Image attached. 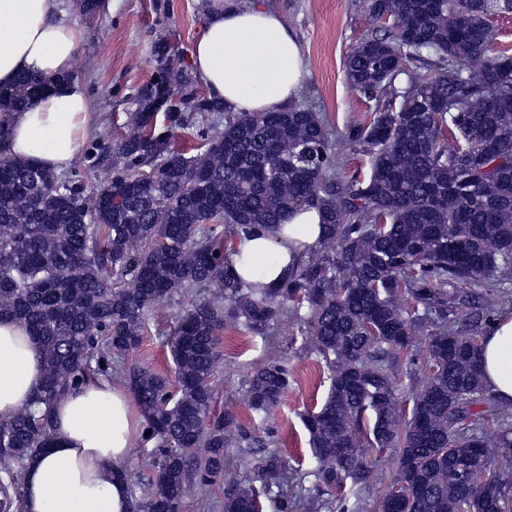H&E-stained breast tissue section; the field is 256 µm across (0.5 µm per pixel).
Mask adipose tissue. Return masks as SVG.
<instances>
[{"label":"adipose tissue","mask_w":512,"mask_h":512,"mask_svg":"<svg viewBox=\"0 0 512 512\" xmlns=\"http://www.w3.org/2000/svg\"><path fill=\"white\" fill-rule=\"evenodd\" d=\"M81 32L62 0H0V86L20 73L52 80L51 89L10 125L13 155L55 171L68 168L88 133L90 101L71 71ZM190 63L209 96L233 112H277L302 88V47L280 14L210 0ZM322 236L316 210L296 212L279 235L234 240L230 257L245 282L273 287ZM484 384L512 409V315L499 316L480 342ZM42 352L25 325L0 322V420L42 386ZM56 444L27 464L21 512H132L123 471L144 416L124 383L104 378L61 397L52 412Z\"/></svg>","instance_id":"obj_1"}]
</instances>
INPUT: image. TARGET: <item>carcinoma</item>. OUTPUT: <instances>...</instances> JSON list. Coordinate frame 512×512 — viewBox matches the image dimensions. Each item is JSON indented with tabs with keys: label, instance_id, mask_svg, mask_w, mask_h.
<instances>
[{
	"label": "carcinoma",
	"instance_id": "obj_1",
	"mask_svg": "<svg viewBox=\"0 0 512 512\" xmlns=\"http://www.w3.org/2000/svg\"><path fill=\"white\" fill-rule=\"evenodd\" d=\"M367 10L390 23L345 64L360 93L386 98L343 135L369 157L363 179L336 181V140L312 107L230 112L198 91L165 41L134 94L129 132L92 148L68 176L9 149L12 117L47 81L25 74L0 88V320L23 323L40 345L45 406L0 420V512H18L25 462L55 442L54 402L116 373L145 418L135 445L153 459L147 481L130 485L133 512H184L194 486L223 491L224 512H263L260 496L236 483L238 469L290 485L274 512H363L369 457L384 448L394 449L392 484L406 494L394 507L384 494L377 512H512L491 471L512 463V412L472 411L485 401L479 342L456 327V285L473 287L476 321L489 322L504 297L488 283L512 268V48L495 46L489 24L512 0H367ZM416 61L427 73L412 77ZM172 97L176 112L166 111ZM198 116L208 121L198 126ZM182 133L199 153L176 149ZM449 136L451 151L440 145ZM304 208L323 229L307 258L273 288L237 277L224 233L273 234ZM178 293L189 302L165 340L174 390L127 357L152 310ZM290 314L330 372L324 403L303 417L308 473L288 471L277 427L263 437L253 427L294 382L287 362L249 377L247 418L212 411L224 328L262 335ZM415 323L433 326L422 348ZM393 359L412 375L428 371L402 421ZM310 475L326 502L309 495ZM348 483L353 499L336 498Z\"/></svg>",
	"mask_w": 512,
	"mask_h": 512
}]
</instances>
